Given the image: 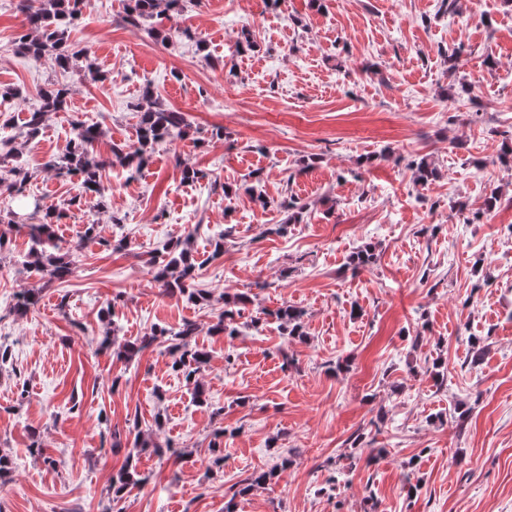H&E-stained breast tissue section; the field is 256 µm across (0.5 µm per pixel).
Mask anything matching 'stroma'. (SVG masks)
<instances>
[{
  "mask_svg": "<svg viewBox=\"0 0 512 512\" xmlns=\"http://www.w3.org/2000/svg\"><path fill=\"white\" fill-rule=\"evenodd\" d=\"M17 5L0 0V90L22 94L5 131L19 156L0 160V177L18 163L31 178L24 196L0 194L12 361L0 370V512H512V167L497 160L512 122V0H186L161 22L166 41L128 28L124 0H87L69 41L93 77L20 54ZM245 32L253 48H239ZM53 84L72 88L68 107L29 137ZM146 89L189 134L139 171L106 169L98 207L48 163L77 121L101 129L102 156L133 143ZM423 157L439 172L424 186L410 167ZM187 166L205 179L185 182ZM38 204L65 213V279L19 271L29 244L13 219ZM92 222L99 236L84 239ZM186 235L194 285L210 295L196 305L165 295L148 265ZM367 245L374 262L353 269ZM27 288L40 301L20 315ZM239 293L250 301L238 335L213 333ZM285 302L303 310V338L273 318ZM186 321L210 354L201 405L165 344L128 362L97 348L111 323L122 342ZM135 418L181 457L143 451L142 483L116 504L125 451L111 433ZM272 468L271 484L237 496Z\"/></svg>",
  "mask_w": 512,
  "mask_h": 512,
  "instance_id": "35a3bbf8",
  "label": "stroma"
}]
</instances>
